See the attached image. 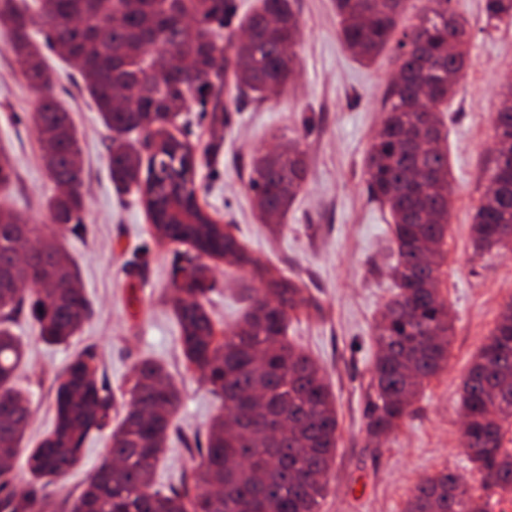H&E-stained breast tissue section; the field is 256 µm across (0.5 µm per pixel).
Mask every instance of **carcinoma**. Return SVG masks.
<instances>
[{"label":"carcinoma","mask_w":512,"mask_h":512,"mask_svg":"<svg viewBox=\"0 0 512 512\" xmlns=\"http://www.w3.org/2000/svg\"><path fill=\"white\" fill-rule=\"evenodd\" d=\"M406 0H336L340 34L355 57L373 62L396 51L399 79L383 99L382 127L365 160L369 198L387 209L399 292L373 329L376 348L366 411L369 438L381 443L411 413L424 383L448 366L452 322L438 284L452 206V174L440 106L456 92L470 64L467 20L450 0H428L417 25L398 31ZM233 11L230 0H0V34L24 63L38 97L32 124L51 181L68 190L50 197L52 224L25 223L0 207V512H40L45 482L66 480L85 441L101 429L114 398L98 387L93 356H80L55 378L56 423L28 454L32 480L17 489L9 468L21 451L29 400L18 385L24 344L15 326L25 314L37 338L61 344L77 336L88 313L77 267L65 246L83 225L80 152L69 112L51 91L44 50L60 49L83 78V88L109 132L112 183L142 193L152 223L172 243L196 255L176 267L174 311L189 369L200 373L220 405L198 447L201 462L166 489L153 469L178 404L164 369L143 361L122 394L124 415L87 487L65 512H317L328 492L337 447V414L322 368L288 342V317L312 304L303 287L264 267L197 200L199 163L190 143L174 133L188 106L224 111L215 89L227 69L216 31ZM486 24L512 23V0H484ZM246 40L230 45L236 87L258 100L285 91L297 78L300 28L290 0H261L241 23ZM162 53L188 58L204 80L177 72L152 82L146 59ZM124 87L128 98H115ZM497 145L490 170L493 192L475 209L471 244L476 253L512 251V81L492 116ZM15 173L0 152V192ZM306 179L304 152L288 146L251 161L250 185L266 224H279ZM222 258L252 270L264 288L240 322L219 331L203 307L213 289L209 266ZM26 264L33 288L16 287ZM463 451L483 490L512 493V301L474 357L463 382ZM404 512H487V502L453 471L419 482Z\"/></svg>","instance_id":"cac0c4a2"}]
</instances>
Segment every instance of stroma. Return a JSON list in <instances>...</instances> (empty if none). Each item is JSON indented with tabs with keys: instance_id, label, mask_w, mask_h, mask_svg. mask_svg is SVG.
<instances>
[{
	"instance_id": "35a3bbf8",
	"label": "stroma",
	"mask_w": 512,
	"mask_h": 512,
	"mask_svg": "<svg viewBox=\"0 0 512 512\" xmlns=\"http://www.w3.org/2000/svg\"><path fill=\"white\" fill-rule=\"evenodd\" d=\"M483 0H451L469 23L472 65L442 112L453 173L452 210L443 246L442 297L453 320L447 368L426 382L402 426L382 445L370 442L366 408L375 359L373 327L397 293L387 250L390 217L367 194L364 160L382 117V100L394 67L390 53L361 64L342 43L336 0H293L301 28L299 76L279 96L256 101L224 93L231 110L221 123L199 112L177 120L196 153L208 163L196 172L201 204L230 226L247 249L298 280L312 307L288 324L290 342L318 363L336 402L337 448L329 493L319 512H402L412 489L443 469L469 476L460 449L459 397L471 361L512 300V253L474 252L470 225L487 185L495 148L491 115L499 91L512 79V23L487 26ZM52 92L69 108L80 144L84 230L69 236L90 311L76 340L51 345L35 339L28 320L15 332L28 343L19 383L32 411L28 447H36L55 420L56 374L83 349L98 359L96 379L113 393L125 388L141 360L161 364L173 378L179 402L173 426L154 468L156 484L177 482L193 469L218 400L199 373L188 370L173 310L175 244L152 227L137 192L117 193L108 158V132L80 90L81 79L55 53H47ZM37 99L22 64L0 44V150L17 172L0 204L42 225L44 200L56 193L41 162L30 115ZM301 140L307 179L282 223H263L250 187L253 156ZM215 287L204 304L218 329L233 328L247 303L244 289L262 284L224 260L207 261ZM106 432L86 441L64 483L47 484L46 512L78 494L99 465Z\"/></svg>"
}]
</instances>
